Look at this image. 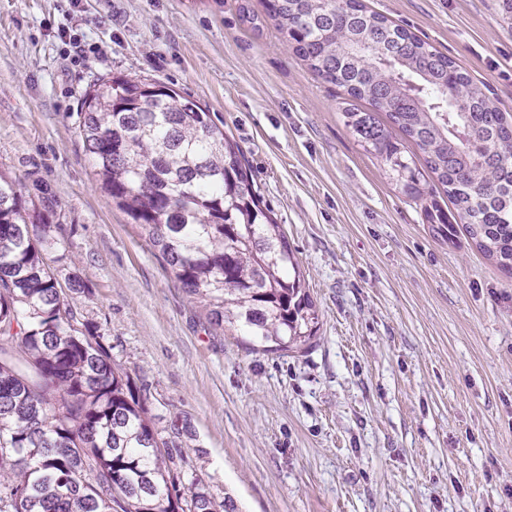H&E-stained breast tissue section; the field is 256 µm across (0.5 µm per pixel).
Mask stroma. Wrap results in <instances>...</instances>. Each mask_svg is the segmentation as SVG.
Here are the masks:
<instances>
[{
	"mask_svg": "<svg viewBox=\"0 0 512 512\" xmlns=\"http://www.w3.org/2000/svg\"><path fill=\"white\" fill-rule=\"evenodd\" d=\"M364 3L512 115L505 0ZM110 74L176 89L238 142L315 303L306 352L212 325L113 205L77 130ZM348 103L262 0H0V172L59 226L49 260L154 412L190 420L188 475L239 512H512V275L462 225L432 234Z\"/></svg>",
	"mask_w": 512,
	"mask_h": 512,
	"instance_id": "obj_1",
	"label": "stroma"
}]
</instances>
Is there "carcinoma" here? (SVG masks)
<instances>
[{
	"label": "carcinoma",
	"instance_id": "cac0c4a2",
	"mask_svg": "<svg viewBox=\"0 0 512 512\" xmlns=\"http://www.w3.org/2000/svg\"><path fill=\"white\" fill-rule=\"evenodd\" d=\"M293 51L372 111L346 125L438 236L448 214L392 128L409 138L479 249L512 272V123L449 57L359 0H265ZM175 90L122 76L86 90L78 129L102 188L140 229L211 323L265 352L303 351L314 303L287 235L263 205L240 146ZM385 114L388 123L379 119ZM30 222L0 174V512H236L185 480L187 421L150 413L99 325L47 262L56 225ZM122 494L109 497L99 488Z\"/></svg>",
	"mask_w": 512,
	"mask_h": 512
}]
</instances>
